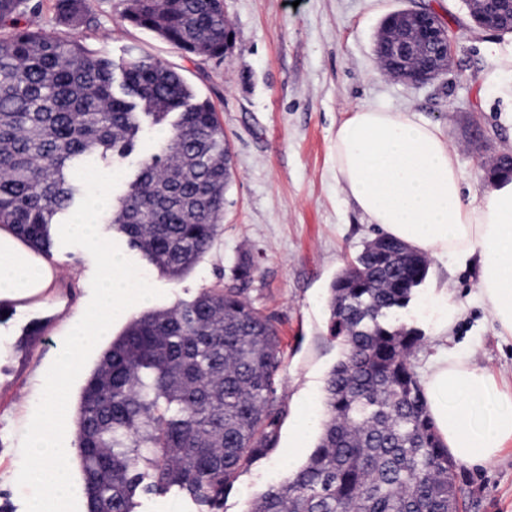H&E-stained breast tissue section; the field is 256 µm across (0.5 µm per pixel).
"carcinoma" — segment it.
<instances>
[{
  "instance_id": "obj_1",
  "label": "carcinoma",
  "mask_w": 512,
  "mask_h": 512,
  "mask_svg": "<svg viewBox=\"0 0 512 512\" xmlns=\"http://www.w3.org/2000/svg\"><path fill=\"white\" fill-rule=\"evenodd\" d=\"M25 0H0V224L39 253L52 246L84 185L71 171L133 151L142 125L170 115L104 223L150 265L188 273L215 241L230 177L213 105L162 61L119 64L87 43L89 0H56L59 32L22 26ZM123 18L193 54L224 55L218 0H126ZM329 288L330 335L342 357L324 387L307 462L247 512H458L457 462L430 417L411 357L423 334L391 316L425 281L426 257L380 235ZM252 257L232 274L249 280ZM278 319L236 287L209 288L132 320L81 396L78 454L88 512H136L138 492L220 509L240 474L275 447L284 408Z\"/></svg>"
}]
</instances>
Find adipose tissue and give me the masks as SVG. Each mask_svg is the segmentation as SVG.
Here are the masks:
<instances>
[{
	"label": "adipose tissue",
	"mask_w": 512,
	"mask_h": 512,
	"mask_svg": "<svg viewBox=\"0 0 512 512\" xmlns=\"http://www.w3.org/2000/svg\"><path fill=\"white\" fill-rule=\"evenodd\" d=\"M337 183L368 223L417 253L440 261L478 257V297L498 332L512 335V181L464 200L457 151L434 124L415 114L360 106L347 112L331 141ZM57 268L0 226V303L49 300ZM438 434L457 460L482 464L512 442V394L471 358L429 359L423 379Z\"/></svg>",
	"instance_id": "1"
}]
</instances>
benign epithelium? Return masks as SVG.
I'll return each instance as SVG.
<instances>
[{"mask_svg": "<svg viewBox=\"0 0 512 512\" xmlns=\"http://www.w3.org/2000/svg\"><path fill=\"white\" fill-rule=\"evenodd\" d=\"M474 26L498 34L512 33V0H465ZM376 57L383 72L412 84H426L446 74L456 51L457 37L426 10L405 9L388 14L375 36ZM508 172L497 157L484 163L485 181Z\"/></svg>", "mask_w": 512, "mask_h": 512, "instance_id": "1", "label": "benign epithelium"}]
</instances>
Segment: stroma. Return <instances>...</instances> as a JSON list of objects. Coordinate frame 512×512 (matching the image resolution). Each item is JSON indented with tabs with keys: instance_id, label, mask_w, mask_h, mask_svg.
Masks as SVG:
<instances>
[{
	"instance_id": "stroma-1",
	"label": "stroma",
	"mask_w": 512,
	"mask_h": 512,
	"mask_svg": "<svg viewBox=\"0 0 512 512\" xmlns=\"http://www.w3.org/2000/svg\"><path fill=\"white\" fill-rule=\"evenodd\" d=\"M123 0H92L95 19L87 41L113 61L129 49L158 59L179 72L196 94L216 108L230 155L223 230L204 258L174 280L146 263L124 239L121 253L138 265L160 297L129 307L91 352L73 385V402L104 351L130 318L193 300L203 289L224 286L240 251L257 269L243 295L279 322L284 367L278 393L285 415L275 449L241 474L225 496L222 512H245L248 503L289 472L300 469L318 436L289 453L301 406L321 404L325 380L341 357L330 336L328 288L378 236L337 185L331 139L346 112L363 105L389 106L437 125L454 146L462 166L465 200H480L486 188L483 161L512 155V104L486 82L496 67L495 51L512 46V35L471 30L463 0H224L233 34L223 57L189 54L156 33L122 17ZM403 9L437 13L458 38L453 68L442 78L413 85L382 75L374 52L382 20ZM159 131L143 125L137 146L125 157L97 159L105 172H121L113 196L122 195L142 159L158 147ZM49 259L59 270L49 308L31 307L0 321V512H26L18 487L24 423L41 391L38 378L61 350L60 328L91 298L95 270L83 247L54 241ZM479 261L449 268L433 262L396 324L420 329L415 355L425 368L440 347L473 358L512 388V337L502 336L478 300ZM459 313L447 339L438 325L449 302ZM463 494L459 512H512V446L479 466L460 463Z\"/></svg>"
}]
</instances>
